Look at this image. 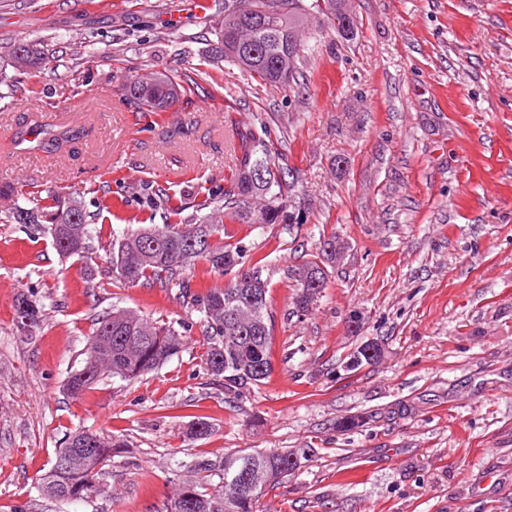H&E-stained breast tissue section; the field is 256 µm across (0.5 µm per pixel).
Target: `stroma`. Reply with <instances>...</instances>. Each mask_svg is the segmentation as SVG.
<instances>
[{
	"mask_svg": "<svg viewBox=\"0 0 512 512\" xmlns=\"http://www.w3.org/2000/svg\"><path fill=\"white\" fill-rule=\"evenodd\" d=\"M347 4L356 35L305 24L283 88L208 58L216 19L192 0H0V57L35 37L53 54L26 74L0 61V210L70 193L118 236L148 225L163 188L189 220L222 199L247 128L296 170L306 202L305 223L231 227L244 270L262 262L274 324L270 378L236 396L207 374L201 315L179 286L122 283L104 250L63 261L50 236L0 224V512H164L177 464L302 448L259 512H512V0ZM158 72L184 93L139 111L125 87ZM50 127L81 136L55 151L16 141ZM330 235L347 254L291 317L286 273ZM29 292L45 316L24 338L14 307ZM113 307L182 329L184 346L70 397L92 319ZM371 338L382 362L345 371ZM351 416L362 426L340 429ZM199 419L210 435L188 438ZM79 427L129 444L92 507L36 488Z\"/></svg>",
	"mask_w": 512,
	"mask_h": 512,
	"instance_id": "obj_1",
	"label": "stroma"
}]
</instances>
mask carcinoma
<instances>
[{
  "instance_id": "1",
  "label": "carcinoma",
  "mask_w": 512,
  "mask_h": 512,
  "mask_svg": "<svg viewBox=\"0 0 512 512\" xmlns=\"http://www.w3.org/2000/svg\"><path fill=\"white\" fill-rule=\"evenodd\" d=\"M238 9L223 17L215 28L216 43L211 54L224 59L239 70L265 83L290 84L294 79L295 61L300 58V27L306 12L323 17L345 38L356 34V20L347 8L346 0H284L286 15L261 13L264 0H235ZM24 47L28 73L40 69L49 56L47 45L20 39ZM126 92L138 100L145 111H158L168 105L176 94L172 78L162 75L146 86L131 81ZM46 144L59 148L74 139L68 129L46 132ZM240 156L235 172L224 187V201L212 207L211 215L181 224H152L112 239V273L127 284L150 282L184 283L185 274L196 261L204 260L214 271L228 274L239 265L245 251L239 243L229 241L225 224H285L295 203V180L276 165L279 154L272 145L250 130L237 132ZM265 169L268 180L256 183L250 177L252 169ZM3 224H23L30 233L47 234L59 255L69 258H89L94 231L84 208H75L72 201L62 199L54 191L46 198L32 200L31 207H15L4 213ZM79 224L83 238L79 245L68 242L69 228ZM195 231L209 237L203 251L179 261L185 233ZM336 261V237L323 239L319 252L302 265L290 270L293 281L292 314L307 315L318 294L326 288L324 262ZM268 282L261 272L248 271L222 288L208 287L203 291H185L183 298L203 315V336L206 350L203 362L207 373L228 392H238L264 383L272 372L273 324L269 310ZM43 303L36 295H21L15 303L18 332L27 333L24 319L39 322ZM184 336L174 327L149 322L139 314L124 309L99 314L84 348L79 369L71 372L65 382L67 394L78 396L93 386L114 377L132 379L148 374L179 353ZM87 430L71 432L56 449L50 467L37 481L39 494L61 503H88L104 493L101 483L103 467L115 450L128 444L109 435L94 433L99 446L89 454H78L75 448ZM291 451L257 457L255 466L268 469L271 476L265 486L256 491H236L226 483L210 491L205 487L206 473L214 464L201 459L192 464L189 476L179 480L176 493L166 506L167 512H257V504L265 491L292 474L288 467Z\"/></svg>"
}]
</instances>
